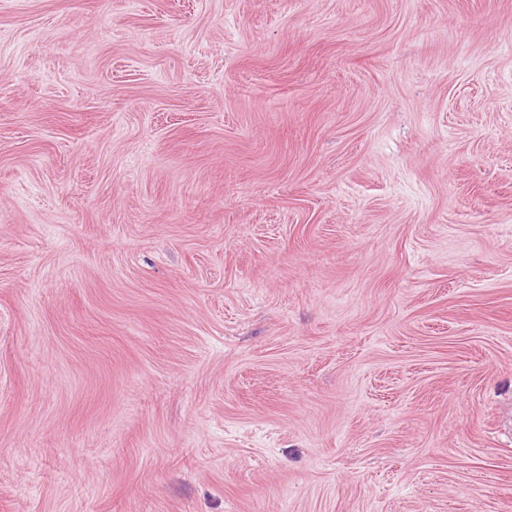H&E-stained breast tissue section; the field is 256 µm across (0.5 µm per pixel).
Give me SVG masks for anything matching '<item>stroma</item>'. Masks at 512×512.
<instances>
[{
	"instance_id": "1",
	"label": "stroma",
	"mask_w": 512,
	"mask_h": 512,
	"mask_svg": "<svg viewBox=\"0 0 512 512\" xmlns=\"http://www.w3.org/2000/svg\"><path fill=\"white\" fill-rule=\"evenodd\" d=\"M512 0H0V512H512Z\"/></svg>"
}]
</instances>
